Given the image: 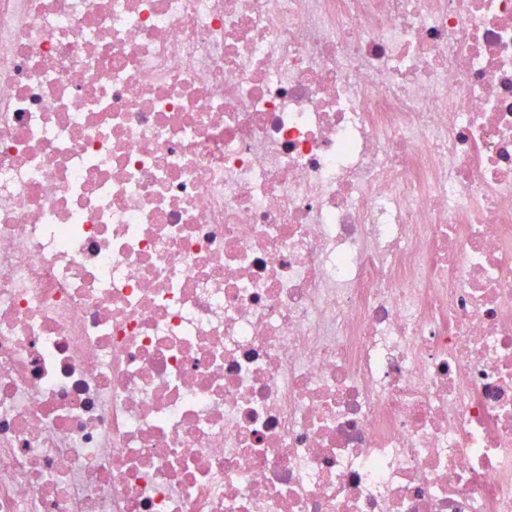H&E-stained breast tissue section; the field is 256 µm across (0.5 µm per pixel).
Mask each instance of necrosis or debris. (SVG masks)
<instances>
[{
  "instance_id": "4bbe7bcc",
  "label": "necrosis or debris",
  "mask_w": 512,
  "mask_h": 512,
  "mask_svg": "<svg viewBox=\"0 0 512 512\" xmlns=\"http://www.w3.org/2000/svg\"><path fill=\"white\" fill-rule=\"evenodd\" d=\"M0 512H512V0H0Z\"/></svg>"
}]
</instances>
